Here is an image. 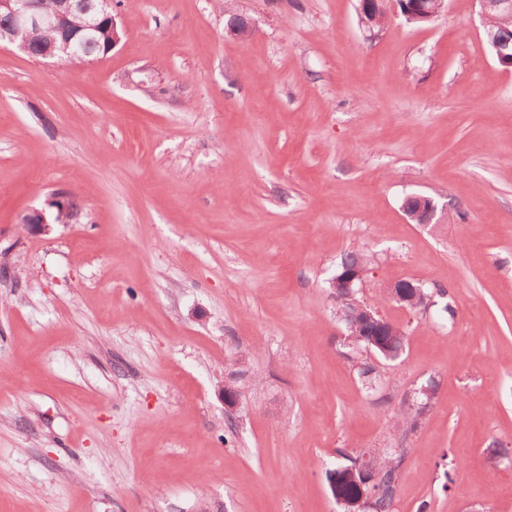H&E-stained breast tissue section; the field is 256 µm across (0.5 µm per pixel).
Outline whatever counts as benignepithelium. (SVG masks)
<instances>
[{"instance_id": "1", "label": "benign epithelium", "mask_w": 512, "mask_h": 512, "mask_svg": "<svg viewBox=\"0 0 512 512\" xmlns=\"http://www.w3.org/2000/svg\"><path fill=\"white\" fill-rule=\"evenodd\" d=\"M480 15L484 24V35L487 44L495 51L496 59L501 65L512 68V29L495 31L489 28V13L491 8L501 10L512 15V0H478ZM372 2L363 0L357 8L358 22L362 29L374 33L377 28L379 16L371 10ZM387 7L394 11H402L405 17L414 16L422 20H430L435 16L434 10L429 6V0H391ZM78 12L84 16V23L80 30H70V15ZM5 13L13 18V27L10 30H0V46L3 48L15 49L29 57L33 53L29 44L25 41L18 42L15 39V32L33 27L47 28L54 30L64 36L63 51L68 56L77 54V42L94 35L98 32L99 17L104 15L112 23V44H117L120 38L117 33L118 24L116 15L112 13V0H63L59 8L48 13L41 10L36 0H0V14ZM250 23L235 16L229 20L228 32L231 36L244 40L251 34ZM414 201L411 208H403L405 214L415 222L428 224L436 212V204L433 199L422 195L410 196ZM359 327L358 335H370L372 326L381 325L384 317L375 309L366 307L363 314L352 313Z\"/></svg>"}]
</instances>
